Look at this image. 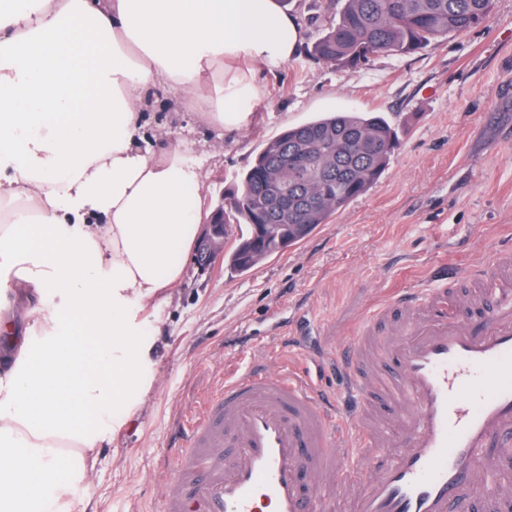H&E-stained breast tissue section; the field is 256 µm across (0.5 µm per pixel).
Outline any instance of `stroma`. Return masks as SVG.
Returning a JSON list of instances; mask_svg holds the SVG:
<instances>
[{
  "label": "stroma",
  "instance_id": "35a3bbf8",
  "mask_svg": "<svg viewBox=\"0 0 512 512\" xmlns=\"http://www.w3.org/2000/svg\"><path fill=\"white\" fill-rule=\"evenodd\" d=\"M325 3L288 0L303 44L269 77L248 128L218 135L159 98L148 139L184 141L203 159L208 211L268 140L318 114L383 113L405 126L401 143L382 177L303 241L243 274L188 256L182 282L140 309L160 324L156 380L99 446L92 494L75 489L86 512H158L150 472L180 444L179 424L248 361L302 366L307 352L342 350L373 303L432 284L438 265L463 272L512 247V0H493L465 34L347 71L310 55Z\"/></svg>",
  "mask_w": 512,
  "mask_h": 512
}]
</instances>
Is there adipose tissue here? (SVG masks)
I'll list each match as a JSON object with an SVG mask.
<instances>
[{
  "instance_id": "1",
  "label": "adipose tissue",
  "mask_w": 512,
  "mask_h": 512,
  "mask_svg": "<svg viewBox=\"0 0 512 512\" xmlns=\"http://www.w3.org/2000/svg\"><path fill=\"white\" fill-rule=\"evenodd\" d=\"M302 41L280 0H0V512H73L155 381L133 308L206 214L202 161L141 144L152 99L240 131Z\"/></svg>"
}]
</instances>
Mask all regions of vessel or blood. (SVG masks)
<instances>
[{
	"mask_svg": "<svg viewBox=\"0 0 512 512\" xmlns=\"http://www.w3.org/2000/svg\"><path fill=\"white\" fill-rule=\"evenodd\" d=\"M510 267L500 251L471 273L472 300L445 274L366 320L341 353L353 417L304 369L225 378L160 469V512H455L481 481H511L490 453L512 442Z\"/></svg>",
	"mask_w": 512,
	"mask_h": 512,
	"instance_id": "1",
	"label": "vessel or blood"
}]
</instances>
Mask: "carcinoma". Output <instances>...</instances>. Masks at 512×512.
Here are the masks:
<instances>
[{
    "instance_id": "cac0c4a2",
    "label": "carcinoma",
    "mask_w": 512,
    "mask_h": 512,
    "mask_svg": "<svg viewBox=\"0 0 512 512\" xmlns=\"http://www.w3.org/2000/svg\"><path fill=\"white\" fill-rule=\"evenodd\" d=\"M493 0H342L336 19L317 37L312 56L356 69L380 54L418 52L481 24ZM399 143V127L373 112H330L290 127L269 140L252 165L224 196V223L239 229L227 266L246 272L297 244L318 225L367 192L384 172ZM305 147L321 168L300 179L282 158ZM276 180L311 197L315 204L296 218L270 211L269 186ZM255 224H279L269 238L254 235Z\"/></svg>"
}]
</instances>
